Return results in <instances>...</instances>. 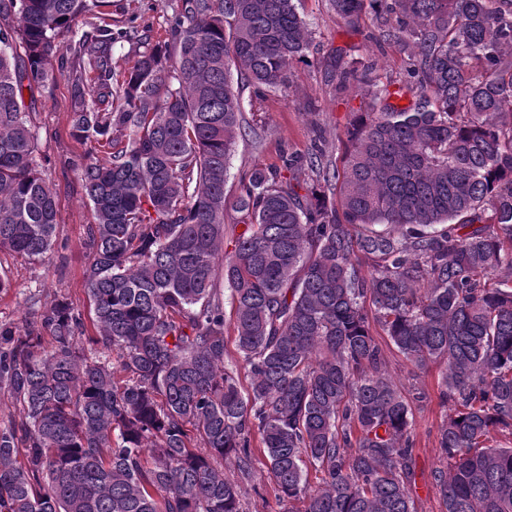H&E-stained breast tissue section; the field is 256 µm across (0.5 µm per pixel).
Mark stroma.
Segmentation results:
<instances>
[{
    "instance_id": "obj_1",
    "label": "stroma",
    "mask_w": 512,
    "mask_h": 512,
    "mask_svg": "<svg viewBox=\"0 0 512 512\" xmlns=\"http://www.w3.org/2000/svg\"><path fill=\"white\" fill-rule=\"evenodd\" d=\"M179 0H112L109 22L112 28L137 26L150 44L170 40L169 19ZM300 11L315 33L318 51L310 62L295 63L292 83L284 92L256 95L245 91L246 134L240 137L230 159L227 195H234L239 178L253 167L279 163L280 151L303 153L314 136L313 124H320L334 158H342L344 145L339 137L355 113L364 111L362 97L349 91L336 94L325 81L324 60L336 50L348 57L372 61L380 75L398 76L407 62L406 53L396 48L378 51L365 38L370 20L361 29L349 31L329 10L327 0H302ZM56 79L33 104L36 112L38 150L50 164L46 176L57 191L61 235L67 241L63 255H50L45 263H31L7 252H0V271L11 281L0 291V323L23 324L33 304H44L58 295H67L81 310L89 305L84 291L83 270L88 261L86 228L93 214L81 183L68 166L84 154L85 145L72 133L71 112L74 96L67 68H56ZM386 372L401 386L414 419L415 479L419 512H441L442 504L432 487V472L439 465L438 429L452 414L453 405L441 404L438 369L414 370L393 347H385ZM246 512H297L298 503L279 502L263 465H256L255 476L242 484Z\"/></svg>"
}]
</instances>
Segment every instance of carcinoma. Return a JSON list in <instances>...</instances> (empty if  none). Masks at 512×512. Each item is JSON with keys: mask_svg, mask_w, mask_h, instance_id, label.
I'll return each instance as SVG.
<instances>
[{"mask_svg": "<svg viewBox=\"0 0 512 512\" xmlns=\"http://www.w3.org/2000/svg\"><path fill=\"white\" fill-rule=\"evenodd\" d=\"M298 2L181 0L172 42L116 80L112 45L139 42L133 28L70 40L91 324L65 295L0 324L18 409L0 426V512H244L220 461L248 479L257 450L301 512H418L412 412L373 322L414 368H440L455 406L443 512H512V448L489 444L512 435V279L495 277L512 270V0H327L354 30L372 16L405 73L330 57L328 84L366 100L343 167L317 133L281 155L288 175L255 168L229 201L244 91L287 90L313 46ZM104 3L0 0L17 19L0 28V251L28 261L66 245L24 93ZM228 206L243 230L226 252Z\"/></svg>", "mask_w": 512, "mask_h": 512, "instance_id": "1", "label": "carcinoma"}]
</instances>
